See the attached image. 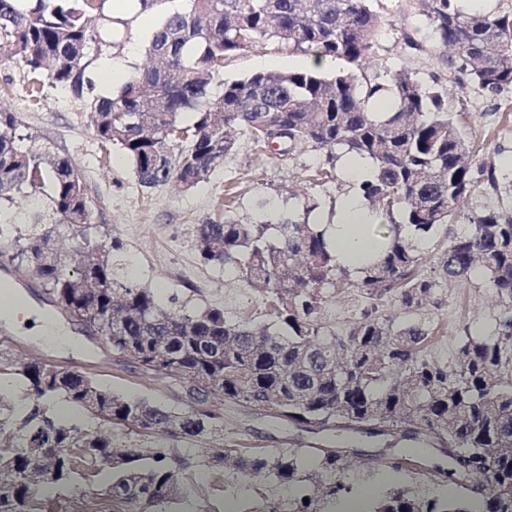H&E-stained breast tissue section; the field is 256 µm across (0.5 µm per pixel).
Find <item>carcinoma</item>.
Segmentation results:
<instances>
[{
	"label": "carcinoma",
	"instance_id": "cac0c4a2",
	"mask_svg": "<svg viewBox=\"0 0 512 512\" xmlns=\"http://www.w3.org/2000/svg\"><path fill=\"white\" fill-rule=\"evenodd\" d=\"M0 0V49L30 73L84 95L85 50L104 41L90 25L95 0ZM153 32L146 53L158 66L136 70L114 97L90 105L96 135L122 147L140 184L204 182L237 145L239 131L279 155L326 151L311 171L318 186L337 179L342 157L366 159L371 173L359 184L371 215L389 220L386 232L365 226L374 239L360 268L340 263L327 229L309 222L316 205L284 213L277 222L244 223L238 195L227 192L224 215L195 229L200 258L232 271L253 294L259 312L236 318L224 309L161 305L154 291L125 280L122 244L106 241L91 224V206L71 160L24 147L20 122L0 112V200L41 191L48 208L22 213L19 225L0 224V236L21 227L17 258L37 271L61 308L78 309L93 330L111 337L112 357L132 361L146 376L182 388L202 385L194 407L112 391L77 371L47 369L39 361L0 362L18 377L28 409L14 415L0 393V426L15 441L0 447V512H78L56 497L33 495L21 476L34 469L31 449L69 448L63 488L78 476L106 475L103 501L116 512H178L190 483L176 442L224 438V407L272 412L280 426L399 433L447 459L435 475L452 496L396 487L369 512H512V207L464 212L482 183L498 188L495 168L478 161L460 116L441 92L407 70L369 79L365 62L380 33L369 0H190ZM448 68L484 90L512 87V11H467L459 0H423ZM273 40L317 59H343L333 75L318 69L254 73L224 81V64L237 52ZM223 93L212 98L214 85ZM401 222H396L395 218ZM463 219L467 230L452 232ZM69 231L88 254L79 272L68 268L55 238ZM485 275L499 315L485 336L458 337L451 356L438 350L441 326L430 318L439 294ZM349 290L343 326L328 318L336 292ZM395 303L394 315L386 308ZM62 400L86 415L77 422L52 414ZM99 422L133 437L93 427ZM488 448L501 452L490 455ZM317 471L301 469L303 453L290 448H205L202 466L212 487L228 470L270 485L291 484L286 499L267 492L243 512H323L346 490L343 455L314 448ZM117 464L103 467L107 455ZM309 503H304V499Z\"/></svg>",
	"mask_w": 512,
	"mask_h": 512
}]
</instances>
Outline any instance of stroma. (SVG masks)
<instances>
[{
	"label": "stroma",
	"instance_id": "1",
	"mask_svg": "<svg viewBox=\"0 0 512 512\" xmlns=\"http://www.w3.org/2000/svg\"><path fill=\"white\" fill-rule=\"evenodd\" d=\"M186 0H151L141 7L139 0H104L98 24L116 30L111 44H89L87 76L94 83L84 97L44 82L39 100H32V75L24 63L0 51V110L14 113L21 122L19 132L27 147L50 148L67 156L79 171L91 204L92 222L102 239L117 238L124 244L122 263L127 278L156 290L162 305L178 301L187 308L218 306L228 316L255 307L253 295L237 282L230 271L201 261L194 246V227L220 214L224 190L235 185L241 195L237 215L250 223L259 218L256 208L264 200L273 213L301 211L303 204L315 203L311 222L332 223L340 200L355 192L345 175L336 182L316 186L309 182V170L324 160L322 151L305 149L282 161L261 152L248 136L239 135L236 150L221 167L197 187L185 190L171 183L146 188L138 182L124 151L102 143L91 125L88 102L94 97L116 95L118 81L100 83L96 74L113 67L129 76L146 61L145 48L155 29L170 14L184 10ZM381 17V33L367 63V76L407 70L427 88L446 93L448 109L460 114L464 130L480 150L479 158L494 164L502 181L499 190L485 189L470 200V207L508 205L512 207V182L506 181V161H512V87L499 93L479 89L473 83L459 85L444 61L445 49L438 43L420 0H371ZM320 68L327 74L344 69L336 59L315 61L308 53L291 51L266 41L246 48L226 62L224 80L233 81L265 72H294ZM16 252L13 236L0 237V277L8 276L18 297L30 298L43 312L53 315L81 342L79 352L46 346L26 327L8 326L0 321V354L17 363L40 361L79 371L129 397L152 400L173 399L170 383L143 377L136 364H118L100 341L89 339L80 326L52 303L38 278L12 262ZM495 314L483 274L473 275L459 287L449 289L447 302L435 317L447 330H487ZM224 445L228 448H351L346 463L348 494L333 503L334 512H346L349 504L360 503L363 512L384 492L401 487L422 490L420 462L407 461L408 445L400 435L368 437L337 433L314 435L294 427L272 424L269 418L237 411L224 413ZM385 460V467L366 468L365 459ZM404 459L402 469H390V461Z\"/></svg>",
	"mask_w": 512,
	"mask_h": 512
}]
</instances>
